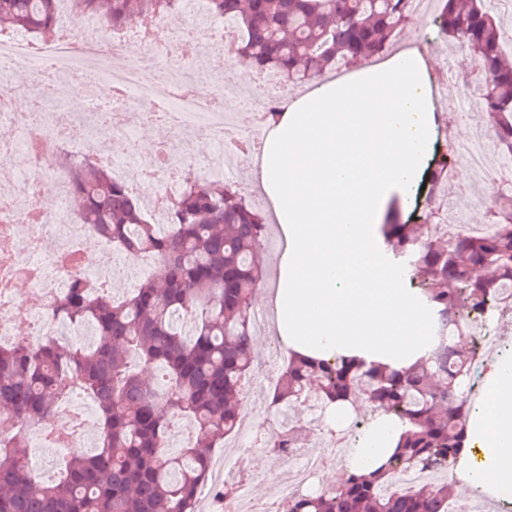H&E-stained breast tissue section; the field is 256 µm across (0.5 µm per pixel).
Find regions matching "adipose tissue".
I'll use <instances>...</instances> for the list:
<instances>
[{"label": "adipose tissue", "mask_w": 512, "mask_h": 512, "mask_svg": "<svg viewBox=\"0 0 512 512\" xmlns=\"http://www.w3.org/2000/svg\"><path fill=\"white\" fill-rule=\"evenodd\" d=\"M428 70L408 34L387 58L287 100L265 135L251 177L287 247L276 288L258 302L271 306L280 341L296 354L404 366L424 345L419 310L387 287L368 234L391 196H407L421 173L434 126ZM484 377L476 439L453 476L460 488L512 500V362L490 358ZM393 435L375 416L346 469L377 467Z\"/></svg>", "instance_id": "obj_1"}]
</instances>
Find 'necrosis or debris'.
I'll list each match as a JSON object with an SVG mask.
<instances>
[{"mask_svg": "<svg viewBox=\"0 0 512 512\" xmlns=\"http://www.w3.org/2000/svg\"><path fill=\"white\" fill-rule=\"evenodd\" d=\"M202 0H185L186 11L195 30L194 36L168 45L158 42L153 32L166 25V18L151 21L149 27H136L105 39L99 20L93 16L73 22L70 15L60 13L58 38L50 45L16 34H0V75L9 72L18 62H25L36 74L48 73L51 84L36 83L30 96L33 110L16 111L8 90L0 91V245H5V264L22 272L35 270L29 279L30 290L24 300H12L0 306V347L15 345L20 325H27L28 343L61 338L69 343H89L94 339L89 326L62 327L48 313L50 302L66 293L69 270L63 264L65 256L81 253L85 240L93 235L89 224L74 220V201L69 176L55 171L50 187L55 206L46 209L41 204V175L49 158L65 144L76 118L69 112H47L44 104L62 100L63 88L81 90L89 101H97L100 87L122 85L123 102L128 112L107 118L100 113L88 115L91 127L106 123L111 140L130 142L137 126L145 117L155 119L161 143H168L171 133H179L184 147L176 164L158 159L143 161L141 155L126 152L120 155L97 147L95 138L70 147L71 154L94 152L99 162L109 168L113 178L134 184L153 178L161 190L149 201L148 216L159 228L169 223L171 203L178 196L185 173L206 179L224 177V127L229 115L241 108L265 111L275 101L283 99L286 88L277 78L264 79L260 93H245L240 79L233 74L220 77L203 71L198 65L200 47L215 55L229 50L230 34L236 30L229 21L216 22L201 9ZM205 138L214 146V154L199 160L190 144ZM455 161L449 171L466 167L480 178L501 185L512 178V159L503 164H488L478 148L462 143L451 147ZM139 268L146 275L153 269L137 264L135 258L102 245L98 252L86 258L82 272L90 283L111 282L113 276ZM55 423L30 436L33 457L43 449H54L64 456L67 448L86 447L96 427V407L85 394L58 405ZM314 440H304L302 447L285 452L288 475L276 483L271 493L262 499L247 494L243 486L232 495L220 496L217 512H282L289 498L317 493L322 489L323 473L328 466L326 453H314Z\"/></svg>", "mask_w": 512, "mask_h": 512, "instance_id": "1", "label": "necrosis or debris"}]
</instances>
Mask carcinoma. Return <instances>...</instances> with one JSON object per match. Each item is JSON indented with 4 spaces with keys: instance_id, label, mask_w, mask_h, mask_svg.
Listing matches in <instances>:
<instances>
[{
    "instance_id": "obj_1",
    "label": "carcinoma",
    "mask_w": 512,
    "mask_h": 512,
    "mask_svg": "<svg viewBox=\"0 0 512 512\" xmlns=\"http://www.w3.org/2000/svg\"><path fill=\"white\" fill-rule=\"evenodd\" d=\"M408 0H207L212 18H232L238 56L257 72L273 70L301 87L333 66L385 53L409 15ZM60 0H0V30L54 36ZM72 15L99 16L106 36L153 17L182 12V0H69ZM441 33L467 47L481 79L475 95L489 132L512 156V59L484 0H443ZM448 150L426 173L421 224L386 219L381 234L410 254L435 336L409 366L391 367L338 355H293L268 407L317 396L330 412L363 399L400 429L393 453L369 473L347 472L323 493L297 496L285 512H446L456 497L444 477L409 492L395 488L413 468L447 470L464 447L471 418L463 385L476 355L470 323L512 305V190L499 197L482 236L450 239L432 229L433 200L448 180ZM75 218L135 256L157 259L159 280L146 278L123 299L91 290L80 276L52 305L53 316L96 323L89 347L52 342L0 349V512H197L210 449L236 430L244 378L254 368L252 302L263 282V215L230 184L188 174L165 231L112 173L73 160ZM455 338L448 339L447 331ZM75 392L96 401L100 452L70 451L62 479L30 480L20 422L41 424ZM187 418L194 440L168 448L171 427Z\"/></svg>"
}]
</instances>
